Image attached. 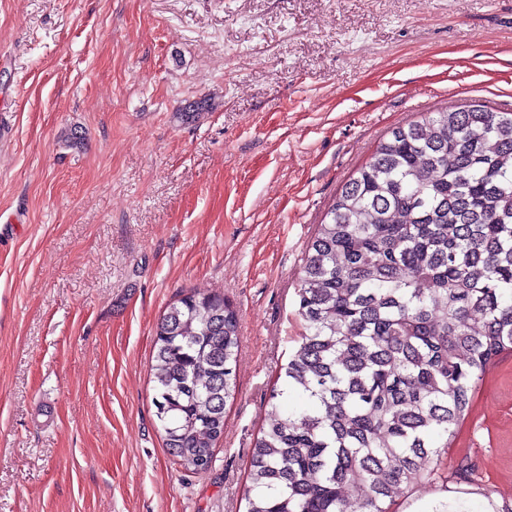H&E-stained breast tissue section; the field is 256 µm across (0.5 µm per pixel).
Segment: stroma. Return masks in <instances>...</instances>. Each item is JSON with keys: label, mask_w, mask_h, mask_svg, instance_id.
I'll return each instance as SVG.
<instances>
[{"label": "stroma", "mask_w": 512, "mask_h": 512, "mask_svg": "<svg viewBox=\"0 0 512 512\" xmlns=\"http://www.w3.org/2000/svg\"><path fill=\"white\" fill-rule=\"evenodd\" d=\"M462 99L512 110V0H0V512H245L308 241L388 131ZM190 289L241 333L198 473L150 381ZM448 457L477 479L398 512L506 500L512 349Z\"/></svg>", "instance_id": "1"}]
</instances>
